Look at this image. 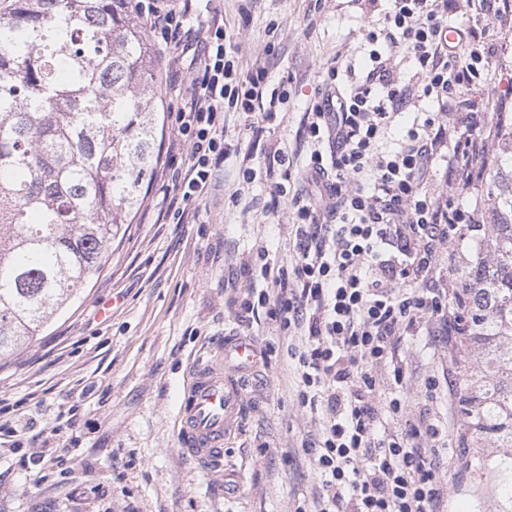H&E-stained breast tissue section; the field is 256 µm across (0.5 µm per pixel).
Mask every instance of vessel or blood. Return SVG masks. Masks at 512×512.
<instances>
[{"mask_svg": "<svg viewBox=\"0 0 512 512\" xmlns=\"http://www.w3.org/2000/svg\"><path fill=\"white\" fill-rule=\"evenodd\" d=\"M259 350L246 336H228L221 353L197 364L185 388L177 419L181 454L210 468H220L224 439L233 430L242 404L236 372L254 368Z\"/></svg>", "mask_w": 512, "mask_h": 512, "instance_id": "b4317fda", "label": "vessel or blood"}]
</instances>
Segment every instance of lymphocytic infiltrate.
<instances>
[{
    "label": "lymphocytic infiltrate",
    "instance_id": "obj_1",
    "mask_svg": "<svg viewBox=\"0 0 512 512\" xmlns=\"http://www.w3.org/2000/svg\"><path fill=\"white\" fill-rule=\"evenodd\" d=\"M455 2L390 0L367 22L366 66L328 67L294 148L266 145L242 171L244 184L263 181L272 211L294 215L288 263H270L262 248L239 257L247 286L236 314L265 309L280 335L298 339L288 350L298 404L321 414L318 435L302 443L317 480L309 512H442L448 495L436 425L409 417L404 397L381 401L378 371L392 368L402 383L407 329L460 333L441 260L481 221L496 115L512 104L511 87L485 92L502 41L461 26L449 43ZM134 8L165 43L168 66L190 70L173 122L184 160L162 202L177 223L193 224L215 169L237 150L224 136L226 113L258 142L287 94L260 63L245 67L222 25H207L189 55L185 10L169 0Z\"/></svg>",
    "mask_w": 512,
    "mask_h": 512
}]
</instances>
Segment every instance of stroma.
<instances>
[{"label":"stroma","instance_id":"35a3bbf8","mask_svg":"<svg viewBox=\"0 0 512 512\" xmlns=\"http://www.w3.org/2000/svg\"><path fill=\"white\" fill-rule=\"evenodd\" d=\"M191 3L199 20L218 17L228 39L250 53L274 44L268 80L285 84V117L269 138L295 144L299 114L323 86L336 54L363 66L359 45L382 0H171ZM451 25L479 23L505 42L497 64L512 77V23L500 24L478 0H458ZM159 160L144 200L98 278L31 345L0 362V512H295L316 485L301 443L320 428L319 413L297 402L289 337L257 319L251 334L273 352L240 378L243 410L224 442V472L208 471L177 450L176 417L196 360L218 354L239 333L230 300L239 281L234 255L266 246L289 260L287 211L272 213L253 183L232 203L251 143L229 115L226 131L242 152L216 169L196 224L158 223L162 185L172 174V135L162 116ZM407 331L403 388L411 413H427L448 444L444 512H496L497 494L470 469L463 447L460 337L429 348ZM435 380L433 394L425 383Z\"/></svg>","mask_w":512,"mask_h":512}]
</instances>
